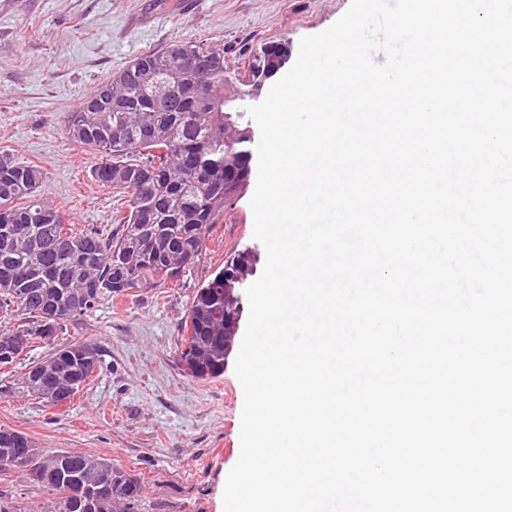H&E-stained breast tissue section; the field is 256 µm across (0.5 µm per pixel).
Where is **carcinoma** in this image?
<instances>
[{"label": "carcinoma", "mask_w": 512, "mask_h": 512, "mask_svg": "<svg viewBox=\"0 0 512 512\" xmlns=\"http://www.w3.org/2000/svg\"><path fill=\"white\" fill-rule=\"evenodd\" d=\"M266 43L246 53V71L230 70L224 49L175 42L144 53L98 84L65 115L66 131L96 151L93 179L126 198L112 232L65 226L62 213L40 194L43 172L0 156V312L30 322L0 334V373L39 340L48 345L65 323L106 298L155 282H178L198 258L203 241L224 206L246 189L251 167L238 175L239 157L251 142L247 131L234 146L224 143V87L236 97L251 92V80L270 66ZM160 65L169 85L153 97L131 75L140 64ZM95 257L88 263L86 259ZM130 268L121 282L113 263ZM236 292L224 288L219 270L197 288L184 323L179 355L186 375L215 378L237 333L224 324ZM97 350L75 342L53 350L17 379H0V397L39 399L52 406L55 390L72 399L98 367ZM30 473L56 494L48 512H140L141 481L106 459L75 450L46 452L25 435L0 428V471Z\"/></svg>", "instance_id": "carcinoma-1"}]
</instances>
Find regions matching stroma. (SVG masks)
I'll return each mask as SVG.
<instances>
[{
    "label": "stroma",
    "mask_w": 512,
    "mask_h": 512,
    "mask_svg": "<svg viewBox=\"0 0 512 512\" xmlns=\"http://www.w3.org/2000/svg\"><path fill=\"white\" fill-rule=\"evenodd\" d=\"M350 0H0V152L45 172L44 195L73 228L112 230L122 194L91 177L95 151L64 119L84 94L139 54L170 43L220 47L230 68L263 41L320 33ZM253 188L226 205L193 267L174 284L107 299L63 327L56 345L94 344L100 367L67 403L0 398V427L48 452L78 450L140 478L142 512H222L240 456L244 394L233 363L197 381L179 363L196 289L234 251L254 245ZM0 495L45 512L54 494L29 475L0 472Z\"/></svg>",
    "instance_id": "obj_1"
}]
</instances>
